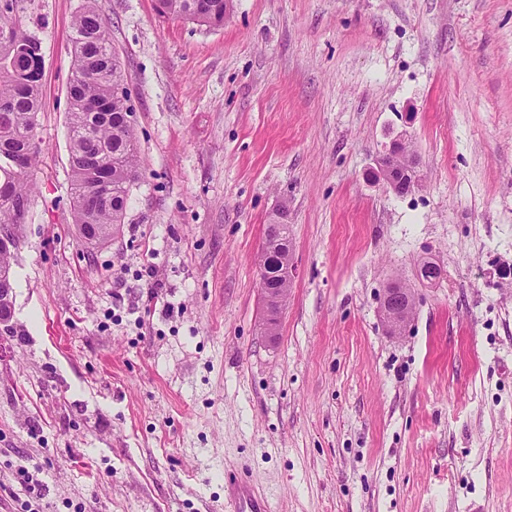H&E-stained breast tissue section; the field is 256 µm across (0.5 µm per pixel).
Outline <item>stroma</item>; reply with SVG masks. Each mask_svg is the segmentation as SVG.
Instances as JSON below:
<instances>
[{
	"label": "stroma",
	"instance_id": "obj_1",
	"mask_svg": "<svg viewBox=\"0 0 512 512\" xmlns=\"http://www.w3.org/2000/svg\"><path fill=\"white\" fill-rule=\"evenodd\" d=\"M82 3L14 4L44 69L0 512H225L242 467L275 512H512V0H230L219 27L96 0L143 164L96 246L69 197ZM403 132L421 183L399 196L375 160ZM283 204L296 272L268 340ZM279 225L280 229L275 239L270 240L267 233L264 244L268 258V272L274 279H262L260 284L264 307V317L260 324V331L267 336H274L276 334L280 314L288 298L286 297L285 289L288 290L289 282L283 280L282 273L284 270L283 262L288 252L290 253L289 225L287 223H279ZM276 279L281 281L283 288L276 283ZM403 286L405 288H385L381 302V313L385 323L396 331L402 330L406 326L407 320L396 326L391 322L392 317L403 314L410 307L414 298L412 289L405 284Z\"/></svg>",
	"mask_w": 512,
	"mask_h": 512
}]
</instances>
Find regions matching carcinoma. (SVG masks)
Wrapping results in <instances>:
<instances>
[{"mask_svg":"<svg viewBox=\"0 0 512 512\" xmlns=\"http://www.w3.org/2000/svg\"><path fill=\"white\" fill-rule=\"evenodd\" d=\"M225 0H159V12L173 18L217 26L224 23ZM13 0H0V225L22 224L32 202L27 173L11 161L34 166L38 153L36 127L41 111V77L34 67L41 43L13 19ZM72 77L69 83V158L73 222L78 232L106 230L107 237L124 223L130 185L138 176V149L131 111L122 90L124 73L112 50L106 23L95 0H83L70 38ZM413 152L394 156L388 168L400 182L410 179ZM290 243L289 225L265 241L268 272L282 279Z\"/></svg>","mask_w":512,"mask_h":512,"instance_id":"1","label":"carcinoma"}]
</instances>
